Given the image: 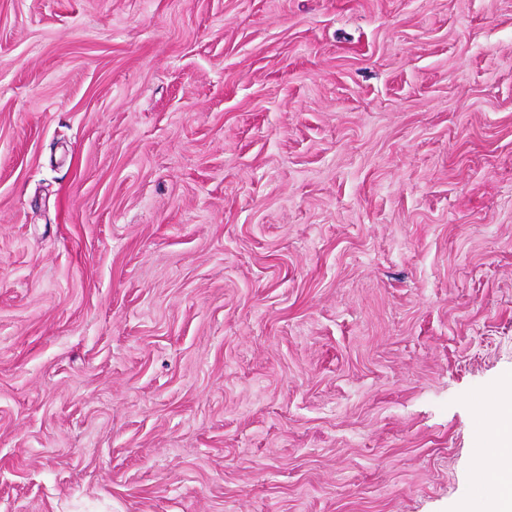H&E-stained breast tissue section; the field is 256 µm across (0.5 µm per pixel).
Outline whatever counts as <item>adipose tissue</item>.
<instances>
[{
	"label": "adipose tissue",
	"instance_id": "adipose-tissue-1",
	"mask_svg": "<svg viewBox=\"0 0 512 512\" xmlns=\"http://www.w3.org/2000/svg\"><path fill=\"white\" fill-rule=\"evenodd\" d=\"M495 416L485 425L477 450L476 475L493 502V512H512V379L492 400Z\"/></svg>",
	"mask_w": 512,
	"mask_h": 512
}]
</instances>
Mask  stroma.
<instances>
[{
    "label": "stroma",
    "mask_w": 512,
    "mask_h": 512,
    "mask_svg": "<svg viewBox=\"0 0 512 512\" xmlns=\"http://www.w3.org/2000/svg\"><path fill=\"white\" fill-rule=\"evenodd\" d=\"M512 0H0V512H488Z\"/></svg>",
    "instance_id": "1"
}]
</instances>
